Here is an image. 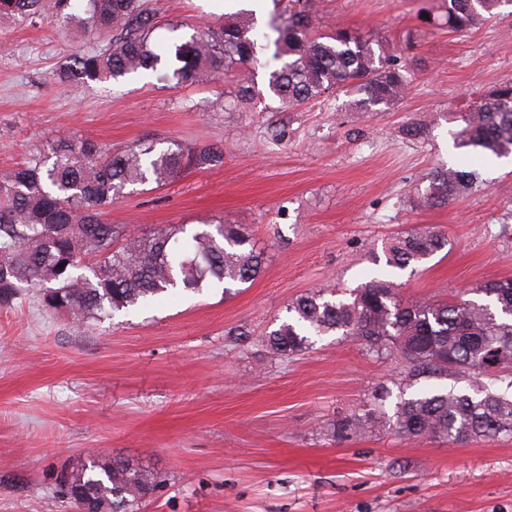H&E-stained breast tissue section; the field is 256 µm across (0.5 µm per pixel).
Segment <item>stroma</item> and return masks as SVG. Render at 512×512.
Listing matches in <instances>:
<instances>
[{"label":"stroma","mask_w":512,"mask_h":512,"mask_svg":"<svg viewBox=\"0 0 512 512\" xmlns=\"http://www.w3.org/2000/svg\"><path fill=\"white\" fill-rule=\"evenodd\" d=\"M189 37L230 13L229 0H152ZM319 26L386 38L415 74L383 112L348 97L264 111L234 103V78L168 88L133 76L73 91L53 75L75 27L0 19V170L49 142L108 146L142 138L214 144L223 164L152 190L126 188L108 217L127 230L245 225L267 265L226 294L178 292L85 329L34 293L0 308V512H73L54 476L98 450L165 479L141 512H512V436L450 446L389 426L332 437L336 419L397 391L401 362L336 333L283 358L263 343L287 305L326 284L352 289L397 232L433 225L450 242L393 280L406 304L445 301L512 278V165L482 167L489 188L445 208L417 201L448 162L456 125L489 88L512 80V15L449 32L437 0H318ZM222 90L230 105H201ZM422 124L424 138L402 137ZM510 232H503V225Z\"/></svg>","instance_id":"stroma-1"}]
</instances>
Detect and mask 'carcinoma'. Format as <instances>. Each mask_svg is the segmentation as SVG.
I'll return each mask as SVG.
<instances>
[{
    "mask_svg": "<svg viewBox=\"0 0 512 512\" xmlns=\"http://www.w3.org/2000/svg\"><path fill=\"white\" fill-rule=\"evenodd\" d=\"M512 0H442L448 30L464 33L501 15ZM0 16L35 26L47 22L79 25L85 37L108 41L78 50L59 66L62 84L130 75H148L165 85H210L239 67L262 66L266 34L253 31V14L239 12L214 20L202 32L173 42L168 55L154 51L152 34L162 16L148 0H0ZM270 28L277 34L265 90L253 82L235 89L241 103L268 99L296 110L330 94H355L359 112L389 108L412 84L401 55L383 41L336 27L315 30V0H285ZM453 132L457 160L426 175L420 203L443 208L485 185L470 168L473 157L512 156V81L493 86ZM224 150L214 145H162L140 139L121 148L75 137L52 142L0 171V308L33 289L40 304L90 327L152 304L173 290L200 292L216 283L224 291L246 284L262 270L242 225L222 220L186 233L182 226L130 234L105 219L129 186H162L187 169L221 164ZM448 246L432 227L397 233L374 263L405 270ZM482 298L423 302L405 306L394 284L374 277L352 290H313L293 300L288 319L264 343L274 354L294 356L313 345L312 337L339 333L357 338L378 357L399 355L401 382L412 387L427 378L468 379L473 391L453 388L400 395L395 404L396 433L438 438L450 445L512 436V394L492 380L512 371V278L482 285ZM489 382H484V379ZM390 397L381 391L368 414L336 421L333 435L358 432L370 422L387 423L379 408ZM161 484L158 473L122 459L92 454L60 472L56 486L73 508L91 512H140Z\"/></svg>",
    "mask_w": 512,
    "mask_h": 512,
    "instance_id": "obj_1",
    "label": "carcinoma"
}]
</instances>
